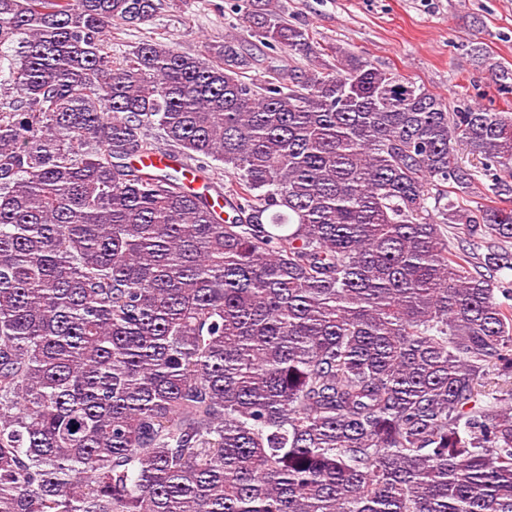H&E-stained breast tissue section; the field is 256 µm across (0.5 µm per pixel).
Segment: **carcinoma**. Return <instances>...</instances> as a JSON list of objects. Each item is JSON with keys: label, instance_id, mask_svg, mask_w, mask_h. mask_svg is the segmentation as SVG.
<instances>
[{"label": "carcinoma", "instance_id": "carcinoma-1", "mask_svg": "<svg viewBox=\"0 0 512 512\" xmlns=\"http://www.w3.org/2000/svg\"><path fill=\"white\" fill-rule=\"evenodd\" d=\"M163 6L0 0V512H512V112ZM251 0H165L164 9L152 23L122 27L112 33V53L120 55L143 40L168 39L184 52L197 53L209 42L233 41L248 56L259 60L258 69L245 74L248 79H263L267 66L288 70L295 66L299 81L309 58L304 54L277 47L270 49L255 36L244 18L254 8ZM266 77V76H265Z\"/></svg>", "mask_w": 512, "mask_h": 512}]
</instances>
